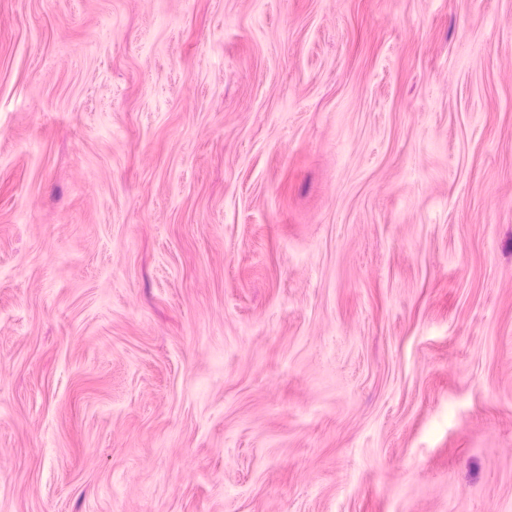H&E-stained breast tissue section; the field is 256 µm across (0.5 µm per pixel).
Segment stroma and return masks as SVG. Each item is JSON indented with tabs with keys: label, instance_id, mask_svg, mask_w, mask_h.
I'll list each match as a JSON object with an SVG mask.
<instances>
[{
	"label": "stroma",
	"instance_id": "35a3bbf8",
	"mask_svg": "<svg viewBox=\"0 0 512 512\" xmlns=\"http://www.w3.org/2000/svg\"><path fill=\"white\" fill-rule=\"evenodd\" d=\"M0 512H512V0H0Z\"/></svg>",
	"mask_w": 512,
	"mask_h": 512
}]
</instances>
